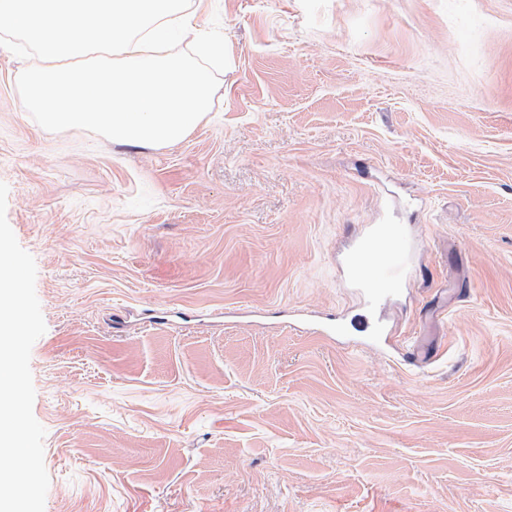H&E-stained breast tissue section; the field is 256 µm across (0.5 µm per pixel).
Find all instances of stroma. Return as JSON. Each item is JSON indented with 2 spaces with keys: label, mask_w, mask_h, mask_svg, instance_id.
Listing matches in <instances>:
<instances>
[{
  "label": "stroma",
  "mask_w": 512,
  "mask_h": 512,
  "mask_svg": "<svg viewBox=\"0 0 512 512\" xmlns=\"http://www.w3.org/2000/svg\"><path fill=\"white\" fill-rule=\"evenodd\" d=\"M215 21L212 110L161 148L45 130L0 47L45 512H512V0ZM386 224L408 263L372 305L349 254Z\"/></svg>",
  "instance_id": "35a3bbf8"
}]
</instances>
